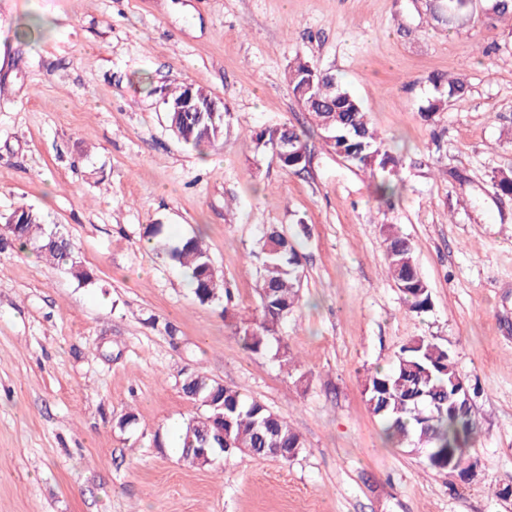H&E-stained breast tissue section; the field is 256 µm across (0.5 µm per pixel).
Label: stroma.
Instances as JSON below:
<instances>
[{
	"instance_id": "1",
	"label": "stroma",
	"mask_w": 512,
	"mask_h": 512,
	"mask_svg": "<svg viewBox=\"0 0 512 512\" xmlns=\"http://www.w3.org/2000/svg\"><path fill=\"white\" fill-rule=\"evenodd\" d=\"M484 0H0V216L24 204L74 245L91 278L0 239V512H512V23ZM42 33L17 37L23 23ZM303 54L402 152L393 195L327 146L287 71ZM467 93L431 119L435 77ZM226 106L197 151L168 129L173 87ZM307 130L305 171L251 131ZM200 236L233 295L199 302L147 243ZM409 239L431 308L410 311L385 272V227ZM302 256L279 344L244 354L267 226ZM423 336L478 393L474 476L386 442L362 383ZM205 372L300 434L284 462L235 452L191 467L175 444L202 414L181 386ZM134 413L133 427L117 420Z\"/></svg>"
}]
</instances>
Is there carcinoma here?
Instances as JSON below:
<instances>
[{
  "instance_id": "1",
  "label": "carcinoma",
  "mask_w": 512,
  "mask_h": 512,
  "mask_svg": "<svg viewBox=\"0 0 512 512\" xmlns=\"http://www.w3.org/2000/svg\"><path fill=\"white\" fill-rule=\"evenodd\" d=\"M288 83L295 99L308 112L322 137L339 156L357 168L380 176L376 190L381 195L394 192L391 176L400 161L386 149L377 135L360 101L344 89L337 79L313 67L301 54H296L288 68ZM467 91L459 78L446 80V89L428 102L423 115L431 116L443 109L448 100ZM188 93V86L177 88L165 101V121L171 131L186 145L195 149L212 145L224 136L228 112L214 100L203 118L195 112H177V104ZM256 144L273 140L287 141L291 155L280 166L292 172L307 167L311 150L305 131L287 124L270 127L252 135ZM11 239L33 250L53 264L66 267L79 280L88 278L74 261L73 245L68 238L50 240L42 214L30 206H18L5 217ZM161 229L146 231L147 242L160 255L185 269L195 297L202 303L231 301L228 290L221 287L219 276L210 267L209 253L198 236L171 245L160 238ZM387 275L401 292L411 311L422 314L430 307V292L415 264L409 240L390 226L386 231ZM258 286L259 313L239 336L242 348L252 354L274 353L290 365L293 357L287 351L273 349L281 325L299 302L301 273L294 243L281 231L264 232L260 251ZM195 400L205 403L213 398L224 406V436L231 445L224 453L237 450L259 457H277L288 461L304 448L301 436L286 420L262 403L238 390L210 379L200 372L187 379ZM469 386L458 363L448 348L423 337L415 338L400 348L392 365L370 371L363 383L368 411L377 417L386 439L398 447L423 454L428 467L463 476L462 464L475 437L471 407H454L448 402L453 388ZM215 410L206 406L205 414L191 416L181 428V448H195L207 433L215 432L212 418Z\"/></svg>"
}]
</instances>
